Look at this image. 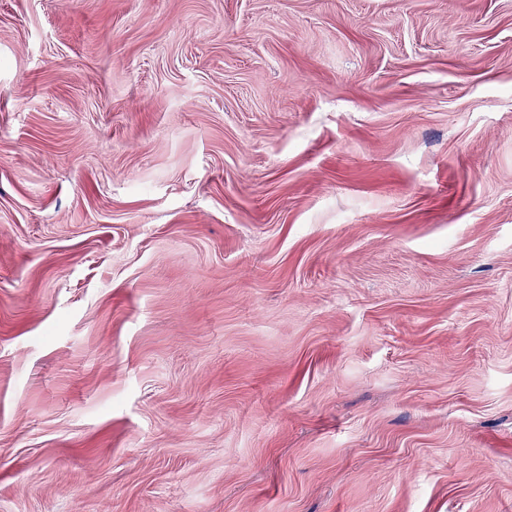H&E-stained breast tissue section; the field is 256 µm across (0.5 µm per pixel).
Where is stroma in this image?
<instances>
[{"mask_svg": "<svg viewBox=\"0 0 512 512\" xmlns=\"http://www.w3.org/2000/svg\"><path fill=\"white\" fill-rule=\"evenodd\" d=\"M0 512H512V0H0Z\"/></svg>", "mask_w": 512, "mask_h": 512, "instance_id": "stroma-1", "label": "stroma"}]
</instances>
